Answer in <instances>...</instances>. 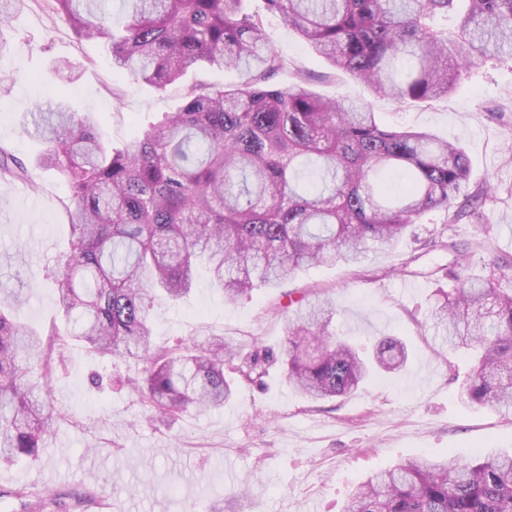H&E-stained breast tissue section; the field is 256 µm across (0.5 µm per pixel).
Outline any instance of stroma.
Instances as JSON below:
<instances>
[{
    "label": "stroma",
    "mask_w": 512,
    "mask_h": 512,
    "mask_svg": "<svg viewBox=\"0 0 512 512\" xmlns=\"http://www.w3.org/2000/svg\"><path fill=\"white\" fill-rule=\"evenodd\" d=\"M243 7L263 14L286 62L272 84L284 87L301 75L322 97L370 103L388 126L461 140L472 174L449 210L427 214L397 246L357 264L313 266L234 304L199 276L182 301L154 305L153 334L172 346L210 329L242 350L279 354L286 295L306 291L334 304L337 333L368 350L398 338L408 363L398 375L377 374L351 395L321 402L293 391L274 363L263 384L239 383L224 408L190 410L159 425L131 387L141 364H115L69 344L50 380L54 429L38 459L0 465V512H95L99 500L110 512H341L354 485L402 461L512 454V422L462 396L470 359L440 354L433 310L452 255L432 245L450 227L470 270L494 274L498 288L512 290V61L481 62L448 97L402 104L371 97L331 67L267 14L264 0ZM0 36L8 43L0 57V145L30 163L41 143L29 113L59 87L118 148L177 111L184 85L232 87L244 78L204 66L163 90L138 84L113 68L103 44L77 38L50 0H25ZM12 187L0 179V289L22 290L27 301L14 319L46 333L61 321L55 270L69 235L67 190L55 173L34 166L24 199Z\"/></svg>",
    "instance_id": "obj_1"
}]
</instances>
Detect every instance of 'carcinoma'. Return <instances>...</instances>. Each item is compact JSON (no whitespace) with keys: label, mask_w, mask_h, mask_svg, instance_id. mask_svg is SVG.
<instances>
[{"label":"carcinoma","mask_w":512,"mask_h":512,"mask_svg":"<svg viewBox=\"0 0 512 512\" xmlns=\"http://www.w3.org/2000/svg\"><path fill=\"white\" fill-rule=\"evenodd\" d=\"M243 0H123L115 28L103 0H53L74 34L99 39L112 66L163 89L201 64L239 68L233 87L191 85L180 109L124 147H108L62 102L38 113L45 149L32 165L67 188L70 248L57 275L59 308L79 315L65 338L110 359L144 363L136 395L164 422L215 410L236 381L264 376L269 353L243 354L211 334L200 345H157L150 311L177 301L206 263L224 302L278 286L312 265L354 263L394 246L406 229L446 210L471 176L464 148L428 130L390 128L365 103L324 100L305 80L267 84L285 66ZM310 49L376 96L428 102L488 57L512 59V0H266ZM457 23L448 28V15ZM27 163L0 146V179L25 181ZM448 291L434 317L448 353L475 364L463 387L473 406L512 420V292L462 275L453 242ZM284 323L288 385L326 400L358 389L373 367L401 372L404 344L367 356L332 329L336 307L302 295ZM0 299V463L37 458L53 426L50 348ZM238 361L237 380L224 376ZM344 512H512V455L431 464L414 459L369 476Z\"/></svg>","instance_id":"obj_1"}]
</instances>
